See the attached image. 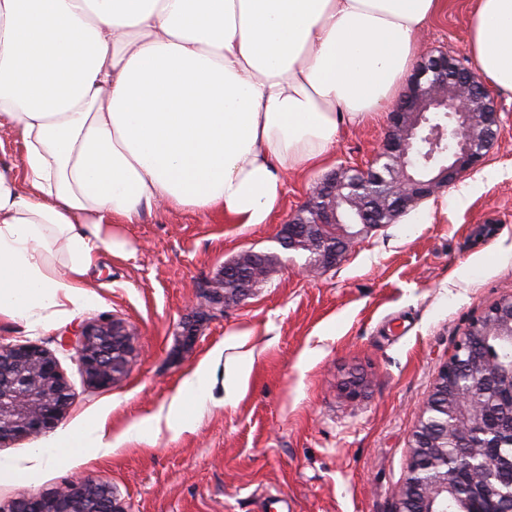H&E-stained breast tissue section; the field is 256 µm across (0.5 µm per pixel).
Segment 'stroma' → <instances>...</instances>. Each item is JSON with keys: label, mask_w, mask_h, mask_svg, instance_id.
<instances>
[{"label": "stroma", "mask_w": 512, "mask_h": 512, "mask_svg": "<svg viewBox=\"0 0 512 512\" xmlns=\"http://www.w3.org/2000/svg\"><path fill=\"white\" fill-rule=\"evenodd\" d=\"M474 6L444 0L421 53L444 49L469 63ZM491 102L497 140L459 179L476 183L472 195L421 201L312 276L303 256L281 249L280 229L314 181L372 158L387 113L342 126L322 164L289 173L269 223L163 206L113 225L128 254L104 253L92 271L101 304L33 330L0 319V340L56 351L72 394L53 430L0 446V457H25L93 422L120 443L103 457L69 449L38 472H0V506L90 476L129 512H395L436 376L471 320L512 293V94L492 92ZM249 249L278 253L276 272L224 311L205 312L225 261ZM100 318L138 332L127 375L108 389L88 386L58 349L62 334ZM203 361L201 400L183 382ZM356 378L364 398L353 402L345 387ZM176 396L179 416L153 422Z\"/></svg>", "instance_id": "1"}]
</instances>
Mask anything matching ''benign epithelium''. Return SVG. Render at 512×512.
Segmentation results:
<instances>
[{
    "label": "benign epithelium",
    "mask_w": 512,
    "mask_h": 512,
    "mask_svg": "<svg viewBox=\"0 0 512 512\" xmlns=\"http://www.w3.org/2000/svg\"><path fill=\"white\" fill-rule=\"evenodd\" d=\"M498 123L490 91L468 67L432 52L413 71L389 113V128L365 166H344L325 176L283 225L278 243L294 247L288 225H303L302 239L326 269L358 234L329 240L326 230L348 220L365 228L391 224L420 201L478 166L491 143L471 136L474 117ZM494 320L512 343V294L474 318L442 366L412 433L407 475L397 493V512H512V454L502 452L498 424L479 418V405L465 392L493 380L497 399L512 410V364L494 367L472 354L482 326ZM138 337L126 324L87 323L61 343L74 351L86 381L108 388L128 372ZM71 403L68 382L54 352L33 343L0 341V447L17 437L56 427ZM0 512H126L112 487L79 477L60 487L24 496Z\"/></svg>",
    "instance_id": "obj_1"
}]
</instances>
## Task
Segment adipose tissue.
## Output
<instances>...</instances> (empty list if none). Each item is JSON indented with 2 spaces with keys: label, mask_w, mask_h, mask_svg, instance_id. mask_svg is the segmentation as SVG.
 <instances>
[{
  "label": "adipose tissue",
  "mask_w": 512,
  "mask_h": 512,
  "mask_svg": "<svg viewBox=\"0 0 512 512\" xmlns=\"http://www.w3.org/2000/svg\"><path fill=\"white\" fill-rule=\"evenodd\" d=\"M441 0H0V317L28 327L100 303L89 274L114 224L158 204L267 223L288 172L342 125L387 111ZM467 51L512 93V0H476ZM111 453L105 423L32 449ZM23 146L19 134L7 125L0 126V168L14 170L22 177Z\"/></svg>",
  "instance_id": "ef3b65f1"
}]
</instances>
